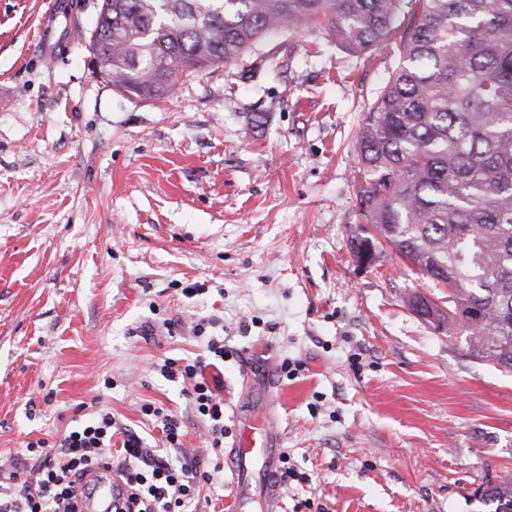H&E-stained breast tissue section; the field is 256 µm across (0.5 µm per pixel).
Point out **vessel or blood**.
Returning <instances> with one entry per match:
<instances>
[{
  "label": "vessel or blood",
  "mask_w": 512,
  "mask_h": 512,
  "mask_svg": "<svg viewBox=\"0 0 512 512\" xmlns=\"http://www.w3.org/2000/svg\"><path fill=\"white\" fill-rule=\"evenodd\" d=\"M240 434L228 452L235 491L233 512H280L282 487L277 477L281 450L274 441L275 422L265 410L239 418ZM82 512H112L127 488L119 474L103 465L85 479Z\"/></svg>",
  "instance_id": "1"
}]
</instances>
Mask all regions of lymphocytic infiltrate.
Returning <instances> with one entry per match:
<instances>
[{
  "label": "lymphocytic infiltrate",
  "mask_w": 512,
  "mask_h": 512,
  "mask_svg": "<svg viewBox=\"0 0 512 512\" xmlns=\"http://www.w3.org/2000/svg\"><path fill=\"white\" fill-rule=\"evenodd\" d=\"M206 351L207 359L182 365L165 359L160 373L173 382H188L193 410L206 423L209 449L214 452L224 447V399L206 381L204 370L223 363V339L209 338ZM141 411L160 420L161 448L148 446L135 431L120 428L110 411L97 409L58 442H27L24 454L9 468L0 469V512H79L83 480L100 463L114 465L128 488L121 512H184L201 482L213 480L222 468L217 465L208 472L194 464L173 462L166 451L181 445L180 422L150 404L142 405ZM117 433L123 442L116 450L112 438Z\"/></svg>",
  "instance_id": "lymphocytic-infiltrate-1"
}]
</instances>
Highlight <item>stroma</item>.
<instances>
[{
  "label": "stroma",
  "mask_w": 512,
  "mask_h": 512,
  "mask_svg": "<svg viewBox=\"0 0 512 512\" xmlns=\"http://www.w3.org/2000/svg\"><path fill=\"white\" fill-rule=\"evenodd\" d=\"M101 0H0V464L55 441L87 404L173 460L212 468L206 424L164 359L229 356L224 443L239 436L241 362L273 363L282 450L306 476L281 512H484L512 480V371L413 315L391 249L360 268L358 121L398 64L291 28L155 100L94 72ZM304 368L287 377L282 361ZM111 389H104V381ZM141 412L146 416H153L156 420H160L164 437L162 441L163 448H181V424L176 417L165 413L162 407H155L151 404L142 405Z\"/></svg>",
  "instance_id": "stroma-1"
}]
</instances>
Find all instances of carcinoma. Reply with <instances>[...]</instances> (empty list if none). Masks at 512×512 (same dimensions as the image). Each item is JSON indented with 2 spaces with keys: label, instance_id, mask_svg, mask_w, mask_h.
Listing matches in <instances>:
<instances>
[{
  "label": "carcinoma",
  "instance_id": "1",
  "mask_svg": "<svg viewBox=\"0 0 512 512\" xmlns=\"http://www.w3.org/2000/svg\"><path fill=\"white\" fill-rule=\"evenodd\" d=\"M304 26L348 52H399L355 135L352 256L389 246L448 290L435 329L512 371V0H102L90 41L113 87L154 99ZM481 503L512 512V481Z\"/></svg>",
  "mask_w": 512,
  "mask_h": 512
}]
</instances>
